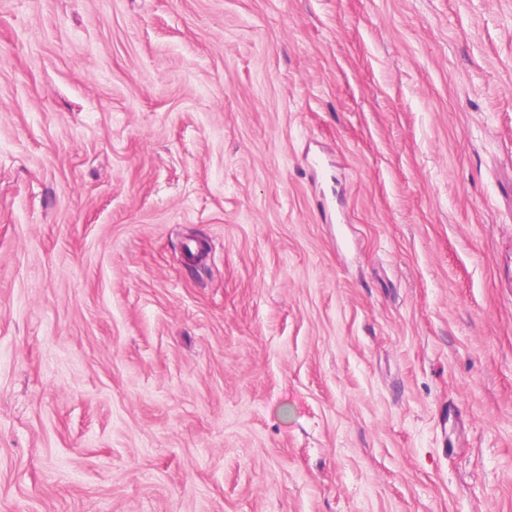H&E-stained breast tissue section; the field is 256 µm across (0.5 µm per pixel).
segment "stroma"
<instances>
[{
  "label": "stroma",
  "instance_id": "1",
  "mask_svg": "<svg viewBox=\"0 0 512 512\" xmlns=\"http://www.w3.org/2000/svg\"><path fill=\"white\" fill-rule=\"evenodd\" d=\"M0 512H512V0H0Z\"/></svg>",
  "mask_w": 512,
  "mask_h": 512
}]
</instances>
